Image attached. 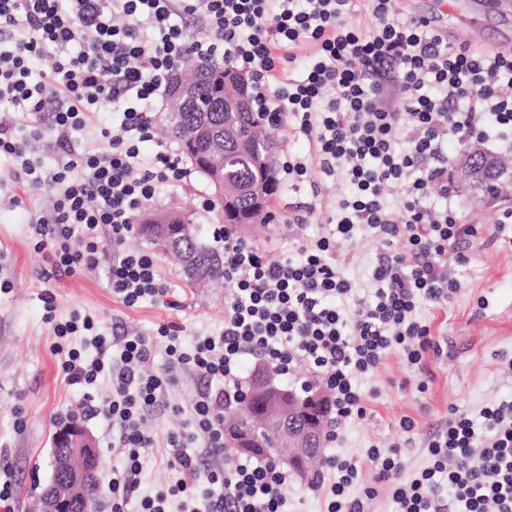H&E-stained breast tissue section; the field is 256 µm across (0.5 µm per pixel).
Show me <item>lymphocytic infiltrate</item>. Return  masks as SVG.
<instances>
[{
  "instance_id": "1",
  "label": "lymphocytic infiltrate",
  "mask_w": 512,
  "mask_h": 512,
  "mask_svg": "<svg viewBox=\"0 0 512 512\" xmlns=\"http://www.w3.org/2000/svg\"><path fill=\"white\" fill-rule=\"evenodd\" d=\"M365 9L375 19L367 31L353 22ZM189 18L205 21L203 34L188 33ZM45 57L50 65L33 71L32 61ZM188 59L249 74L258 110L311 141L321 172L342 179L349 194L327 234L301 245L296 262L215 231L228 288L224 328L195 337L191 347L169 325L125 333L118 344L91 317L75 313L59 323L46 315L66 380L86 389L79 415L103 417L124 455L123 470L108 478L112 512H128L141 459L154 448L180 471L199 468L203 449L223 447L224 401L238 393L247 356L263 357L288 378L305 368L324 383L334 404L331 443L343 420L366 416L359 381L390 350H401L423 373L427 355L443 349L414 314L451 302L458 283L448 272V248L478 232L460 224L452 207L431 203L448 197L444 138L512 136V53L449 46L423 18L396 13L393 0H0V100L24 115L51 113L47 147L61 159L45 169L27 148L41 129L29 127L23 137L16 125L0 123V156L14 160L15 182L54 197L50 216L30 220L34 247L49 264L45 279L96 270L108 250L107 285L123 305L166 296L153 256L124 243L159 188L187 177L179 156L149 155L142 145L155 135L152 101ZM299 59L304 76L296 80L289 66ZM393 69L404 101L397 111L384 105L377 85ZM114 99L123 102L115 129H101L102 147L76 153L73 132ZM400 184L403 197L388 204L386 188ZM363 226L385 244H402L376 266L368 301L354 294L333 254L336 238H352ZM160 349L164 369L147 372ZM186 369L207 381L190 404L194 431L158 441L144 430L145 419L165 405ZM102 379L112 383L103 400L93 393ZM482 416L483 430L455 412L425 436L433 465L421 473L406 470L400 446L385 455L373 448L367 458L374 483L362 495L346 494L360 462L336 456L310 489L324 496L325 512H366L383 490L394 512H444L448 499L464 512H512V399L485 407ZM201 470L215 488L205 500L179 481L142 498L140 512H168L171 495L181 498L175 512H282L289 474L275 463Z\"/></svg>"
}]
</instances>
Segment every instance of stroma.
Instances as JSON below:
<instances>
[{
	"mask_svg": "<svg viewBox=\"0 0 512 512\" xmlns=\"http://www.w3.org/2000/svg\"><path fill=\"white\" fill-rule=\"evenodd\" d=\"M462 0H397L395 8L412 16L434 14L440 25L451 28L449 45L466 44L483 51L512 48V5L494 14L456 15ZM12 163L0 158V483L14 490L15 512H35V502L50 478L51 441L66 413L82 399L78 386L68 384L51 351L53 332L44 320L47 305L66 320L75 311L94 315L113 330L151 332L161 325L179 327L183 342L224 326V287L189 286L176 261L155 252L160 273L170 287L166 301H143L129 308L113 297L104 271H79L44 280L43 253L33 246L29 221L32 213H47L52 199L30 193L25 207L12 205ZM341 190L331 178L317 186L283 185L271 205L270 224H254L237 235L255 248L275 251L286 258L296 255L299 242L322 233ZM213 196L212 188L198 175L187 183L164 188L152 202L155 210H188L201 230V240L213 246L217 223L212 212L199 208ZM460 223L479 227L478 235L462 237L448 251V268L460 284L453 300L444 306L424 308L421 315L443 348L441 356H427L425 391L416 388V376L405 356L388 354L377 372L361 389L367 415L348 419L341 439L325 445L324 455L359 458L364 462L361 484H370L373 472L365 459L369 448L387 452L403 445L407 468L421 466L419 441L448 421L449 409L478 418L482 406L512 397V245L495 239L498 207L486 208L458 192L449 194ZM319 199L320 204L303 224L291 216L296 206ZM346 275L368 287L382 244L367 233L336 240L333 247ZM466 254L468 263L457 260ZM205 386L191 372L180 373L169 395L168 406L149 415L144 428L165 439L172 432L193 429L187 406ZM411 418L414 433H405L400 422Z\"/></svg>",
	"mask_w": 512,
	"mask_h": 512,
	"instance_id": "35a3bbf8",
	"label": "stroma"
}]
</instances>
